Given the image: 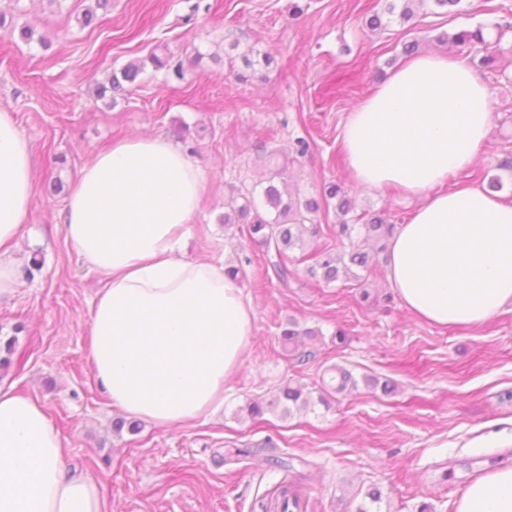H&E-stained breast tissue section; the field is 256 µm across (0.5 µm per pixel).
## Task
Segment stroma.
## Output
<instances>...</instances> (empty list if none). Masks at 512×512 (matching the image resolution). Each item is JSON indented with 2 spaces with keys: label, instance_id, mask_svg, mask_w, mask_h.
<instances>
[{
  "label": "stroma",
  "instance_id": "stroma-1",
  "mask_svg": "<svg viewBox=\"0 0 512 512\" xmlns=\"http://www.w3.org/2000/svg\"><path fill=\"white\" fill-rule=\"evenodd\" d=\"M94 0H0L30 25V41L0 33V111L13 115L36 161V192L20 243V286L0 298V336L15 351L0 381L40 402L69 450V468L96 479L108 512H275L288 481L306 512H355L377 487L389 512H455L465 488L512 464V309L469 329L438 327L405 309L368 244L364 284L311 278L298 254L281 256L223 223L232 190L266 178V153L289 163L276 183L303 197L341 183L355 213L405 223L418 201L390 188L367 192L350 179L340 136L355 103L404 61V43L455 54L445 36L484 23L498 57L482 72L494 101L486 152L451 182L482 186L500 175L512 202V0H463V14L421 9L406 24L372 32L385 0H112L94 24ZM171 70L147 64L150 50ZM133 60L145 67L108 105L95 90ZM168 137L204 174L206 191L186 257L242 269L237 284L253 310L252 341L224 384V408L181 426L140 423L114 432L120 412L99 389L90 361V311L103 275L67 243L59 215L78 171L129 136ZM309 142L295 152L296 138ZM372 298L365 301L361 290ZM295 320L309 360L285 356L278 326ZM344 340H337L336 330ZM392 380L284 417L253 420L250 399H272L293 381L318 394L326 368Z\"/></svg>",
  "mask_w": 512,
  "mask_h": 512
}]
</instances>
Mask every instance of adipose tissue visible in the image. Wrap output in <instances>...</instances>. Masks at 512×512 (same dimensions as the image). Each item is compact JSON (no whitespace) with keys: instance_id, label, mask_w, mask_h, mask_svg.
I'll return each mask as SVG.
<instances>
[{"instance_id":"ef3b65f1","label":"adipose tissue","mask_w":512,"mask_h":512,"mask_svg":"<svg viewBox=\"0 0 512 512\" xmlns=\"http://www.w3.org/2000/svg\"><path fill=\"white\" fill-rule=\"evenodd\" d=\"M493 98L463 56L406 60L350 112L341 136L358 185L423 204L389 243L402 304L441 327H473L512 306V203L448 176L485 153ZM206 180L169 138H123L72 184L60 221L106 287L91 310L90 358L114 408L159 427L218 412L253 333V311L223 267L181 257ZM35 194L34 158L0 111V297L22 277L15 252ZM44 406L0 383V512H105L97 482L68 470ZM456 512H512V466L487 472Z\"/></svg>"}]
</instances>
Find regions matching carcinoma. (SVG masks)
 <instances>
[{"instance_id": "carcinoma-1", "label": "carcinoma", "mask_w": 512, "mask_h": 512, "mask_svg": "<svg viewBox=\"0 0 512 512\" xmlns=\"http://www.w3.org/2000/svg\"><path fill=\"white\" fill-rule=\"evenodd\" d=\"M462 0H389L385 11L389 15L399 14V20L405 22L415 15L419 8L432 6L446 13L455 11L463 14L460 9ZM451 42L457 46L467 47L477 52L486 45L485 26L479 24L473 28L462 29L451 37ZM144 65L138 62H129L118 71L112 72L107 83L96 89L98 98L103 99L107 95L125 91V87L136 82ZM277 154L270 152L267 155L268 162L273 166L267 185L262 189L252 188L238 192L243 203L231 213L224 214V223H247L248 237L265 247L275 249L279 254L290 252L294 249L302 251V258L310 261L308 272L311 277L318 278L326 284L336 282L340 276L361 282L355 269L368 268L369 255L360 245V242L374 241L380 244L379 250L386 248V242L394 231V225L384 223L380 216L350 215L352 211L351 200L347 197L342 186L332 183L323 188L322 200L314 198L300 199L288 192H281L274 183L277 176ZM337 199L336 210L343 216L340 224L336 225V238L342 240L341 246L333 248L329 245L317 246L314 249L305 250V238L316 237L321 232L319 225L315 224L317 213L321 205H329L330 200ZM350 219H345V216ZM319 331L315 329H298V324L290 320L286 326L280 327V342L284 349L296 359L302 361L308 353L298 350V337L301 335L316 336ZM329 381L322 382L318 393L317 402L325 407H330L335 396L343 393L348 388H355L359 383L374 390L379 389L388 395L394 391V385L387 380L364 375L356 379L349 370L333 366L328 369ZM311 407V400L303 392L299 385L287 383L282 386L278 394L269 402L253 399L247 404V410L251 417L257 418L267 412L280 411L286 417L294 410H306ZM279 500L282 501L280 512H294V509L302 508L300 495L288 488L281 486Z\"/></svg>"}]
</instances>
